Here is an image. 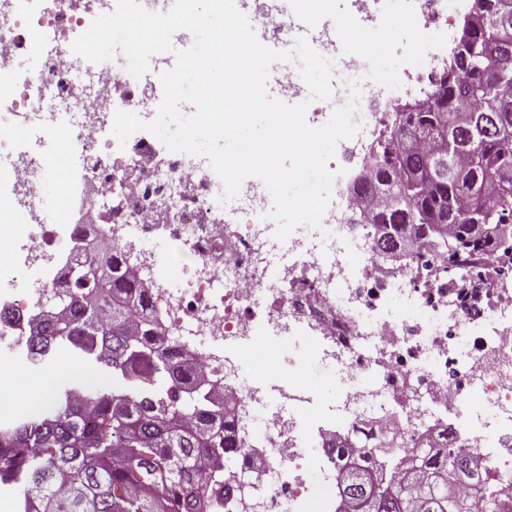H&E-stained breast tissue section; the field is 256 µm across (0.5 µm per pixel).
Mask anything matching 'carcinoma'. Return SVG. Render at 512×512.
Masks as SVG:
<instances>
[{"instance_id":"carcinoma-1","label":"carcinoma","mask_w":512,"mask_h":512,"mask_svg":"<svg viewBox=\"0 0 512 512\" xmlns=\"http://www.w3.org/2000/svg\"><path fill=\"white\" fill-rule=\"evenodd\" d=\"M461 37L472 51L452 57L430 97L395 113L352 185L374 255L385 247L406 256L424 238L447 255L450 278L462 277L461 256L512 250V177L495 179L512 170V0H473ZM405 129L420 130L427 146L448 135V167L434 169L415 140L403 144ZM107 253L99 280L93 249L76 250L72 279L52 284L63 295L56 314L28 319L20 358H78L116 385L73 403L61 380L44 406L0 423V491L14 495L17 512H206L224 488V458L240 447L233 409L159 330L125 250ZM375 469L354 456L340 464L338 512L364 497L378 499L376 512H470L460 490L484 482L476 458L448 447L445 434L412 450L378 488Z\"/></svg>"}]
</instances>
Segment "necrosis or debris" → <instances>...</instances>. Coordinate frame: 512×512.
<instances>
[{
    "instance_id": "1",
    "label": "necrosis or debris",
    "mask_w": 512,
    "mask_h": 512,
    "mask_svg": "<svg viewBox=\"0 0 512 512\" xmlns=\"http://www.w3.org/2000/svg\"><path fill=\"white\" fill-rule=\"evenodd\" d=\"M235 2L253 29L277 42H287L301 15L294 0ZM414 2L417 32L447 36L456 0ZM115 8L116 0H0V205L27 217L18 235L24 261L0 287V309L16 320L35 314L59 264V228L99 226L138 255L163 326L232 399L243 447L224 471L253 488L246 497L232 490L224 512H308L316 487L325 493L321 506H330L340 472L325 437L394 433L404 457L446 427L454 447L481 461L499 512H512V257L494 252L500 275L488 305L466 306L438 279L429 242L400 271L378 272L367 230L348 222L352 203L341 190L321 229L302 225L280 242L260 179H246L222 204L208 159L159 155L144 135L113 143L116 110L156 111L159 74L170 67L162 58L136 78L123 53L99 64L72 53L93 19ZM22 53L37 57L36 72L17 68ZM351 70L366 82L353 113L359 130L327 164L339 187L368 151L380 114L399 105L374 90L379 60L366 57ZM60 174L70 191L51 218L41 185ZM232 222L240 230L230 236ZM163 231L194 258L181 277L168 275L171 260L154 248ZM293 339L333 369L341 386L334 400L318 401L293 371L272 375L274 396L251 380L226 382L227 362L254 350L275 362L281 341Z\"/></svg>"
}]
</instances>
